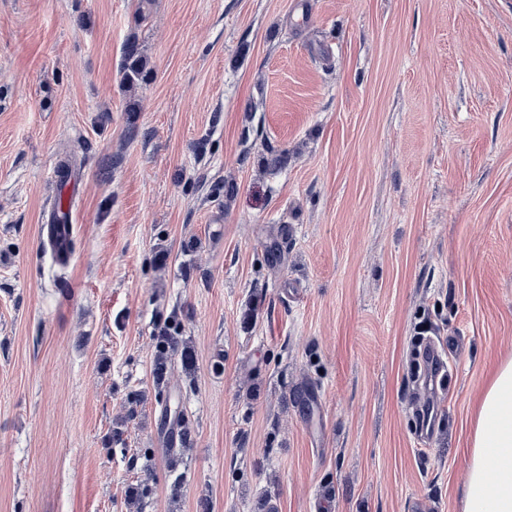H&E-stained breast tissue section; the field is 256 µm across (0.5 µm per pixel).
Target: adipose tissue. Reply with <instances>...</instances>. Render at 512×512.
I'll use <instances>...</instances> for the list:
<instances>
[{"mask_svg": "<svg viewBox=\"0 0 512 512\" xmlns=\"http://www.w3.org/2000/svg\"><path fill=\"white\" fill-rule=\"evenodd\" d=\"M462 512H512V359L494 372L470 437Z\"/></svg>", "mask_w": 512, "mask_h": 512, "instance_id": "1", "label": "adipose tissue"}]
</instances>
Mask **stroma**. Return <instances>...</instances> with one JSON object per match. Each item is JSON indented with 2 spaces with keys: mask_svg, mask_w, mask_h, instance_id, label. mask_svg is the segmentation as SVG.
<instances>
[{
  "mask_svg": "<svg viewBox=\"0 0 512 512\" xmlns=\"http://www.w3.org/2000/svg\"><path fill=\"white\" fill-rule=\"evenodd\" d=\"M296 3L0 0V512H461L512 358V0ZM47 237L52 249L55 246L58 257L65 260L69 256L71 226L67 224H47ZM156 355L153 364V382L157 403L162 407L165 416L171 410V391L168 383V373L171 367V353H178L183 371L192 374L195 369L196 356L193 346L188 342L173 336L172 332L157 336ZM177 407V411H174L177 415V421L173 428L178 430V440H174L173 432L171 431V435L167 434L166 444L164 450L166 453L167 461H168V469L169 472L174 475V488H178L181 484L183 471L180 470V465H185L184 462V450L192 441V434L189 427L188 420L185 418L183 411L179 410V406ZM178 443L176 446L174 444Z\"/></svg>",
  "mask_w": 512,
  "mask_h": 512,
  "instance_id": "stroma-1",
  "label": "stroma"
}]
</instances>
